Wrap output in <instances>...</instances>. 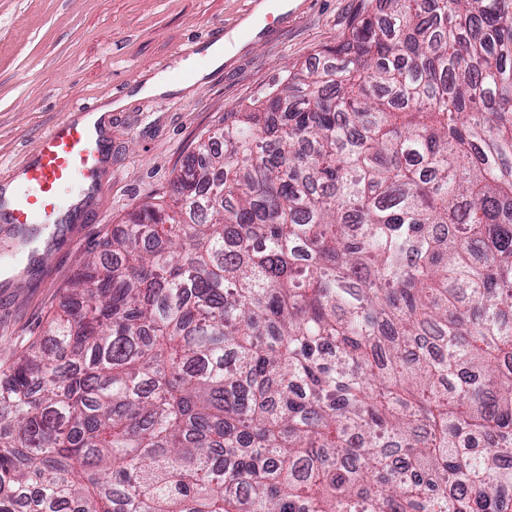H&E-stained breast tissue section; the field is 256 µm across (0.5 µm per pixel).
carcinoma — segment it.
I'll use <instances>...</instances> for the list:
<instances>
[{
  "instance_id": "cac0c4a2",
  "label": "carcinoma",
  "mask_w": 512,
  "mask_h": 512,
  "mask_svg": "<svg viewBox=\"0 0 512 512\" xmlns=\"http://www.w3.org/2000/svg\"><path fill=\"white\" fill-rule=\"evenodd\" d=\"M375 2L81 260L0 512H512V0Z\"/></svg>"
}]
</instances>
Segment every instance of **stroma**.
I'll use <instances>...</instances> for the list:
<instances>
[{
  "instance_id": "obj_1",
  "label": "stroma",
  "mask_w": 512,
  "mask_h": 512,
  "mask_svg": "<svg viewBox=\"0 0 512 512\" xmlns=\"http://www.w3.org/2000/svg\"><path fill=\"white\" fill-rule=\"evenodd\" d=\"M256 0H0V192L30 153L82 104L122 101L104 117L101 198L66 224L51 258L46 231L0 224V371L43 336L79 260L126 215L167 196L197 141L224 115L277 88L339 42L362 0H297L275 26L212 70L192 93L137 97L145 77L202 66L213 34L236 32ZM197 52L187 55L188 44Z\"/></svg>"
}]
</instances>
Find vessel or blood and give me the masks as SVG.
Listing matches in <instances>:
<instances>
[{
  "instance_id": "obj_1",
  "label": "vessel or blood",
  "mask_w": 512,
  "mask_h": 512,
  "mask_svg": "<svg viewBox=\"0 0 512 512\" xmlns=\"http://www.w3.org/2000/svg\"><path fill=\"white\" fill-rule=\"evenodd\" d=\"M106 156L100 132L67 120L49 130L25 165L23 188L12 205L0 209V223L23 231L56 223L63 209L61 190L78 182L100 192L99 173Z\"/></svg>"
}]
</instances>
